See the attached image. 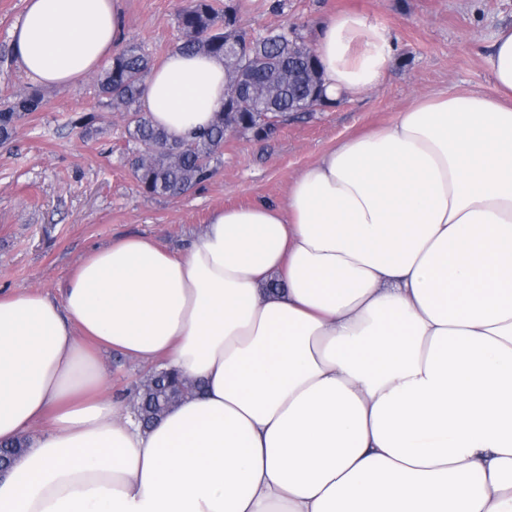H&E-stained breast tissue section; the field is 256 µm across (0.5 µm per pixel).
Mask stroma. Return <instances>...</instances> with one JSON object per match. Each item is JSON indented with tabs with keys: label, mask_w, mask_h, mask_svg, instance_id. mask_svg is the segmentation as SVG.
Here are the masks:
<instances>
[{
	"label": "stroma",
	"mask_w": 512,
	"mask_h": 512,
	"mask_svg": "<svg viewBox=\"0 0 512 512\" xmlns=\"http://www.w3.org/2000/svg\"><path fill=\"white\" fill-rule=\"evenodd\" d=\"M240 24L262 33L297 26L315 43L329 14L357 9L396 37L390 76L378 88L342 97L290 121L272 139L233 137L213 178L177 197L144 193L133 175L134 144L120 113L98 104L96 75L44 90V107L26 115L0 144V291L27 288L59 298L92 248L142 235L173 251L201 234L212 210L265 198L283 202L290 181L337 139L393 121L418 96L493 88L484 64L496 30L512 25V0H219ZM183 0H124L128 41L161 62L181 38ZM23 0H0V97L30 88L10 48ZM90 124H82L83 116ZM109 392L135 400L146 367L105 356Z\"/></svg>",
	"instance_id": "1"
}]
</instances>
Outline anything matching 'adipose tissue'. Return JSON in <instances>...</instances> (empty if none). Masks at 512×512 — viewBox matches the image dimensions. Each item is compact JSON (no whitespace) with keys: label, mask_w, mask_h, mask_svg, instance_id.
<instances>
[{"label":"adipose tissue","mask_w":512,"mask_h":512,"mask_svg":"<svg viewBox=\"0 0 512 512\" xmlns=\"http://www.w3.org/2000/svg\"><path fill=\"white\" fill-rule=\"evenodd\" d=\"M10 38L31 82L75 85L124 43L121 0H24ZM394 53L327 16L328 100ZM486 65L492 92L416 98L284 203L216 209L180 252L119 238L57 300L0 296V444L27 442L0 512H512V28ZM226 94L223 59L175 49L141 104L185 141ZM103 349L203 390L143 427Z\"/></svg>","instance_id":"adipose-tissue-1"}]
</instances>
